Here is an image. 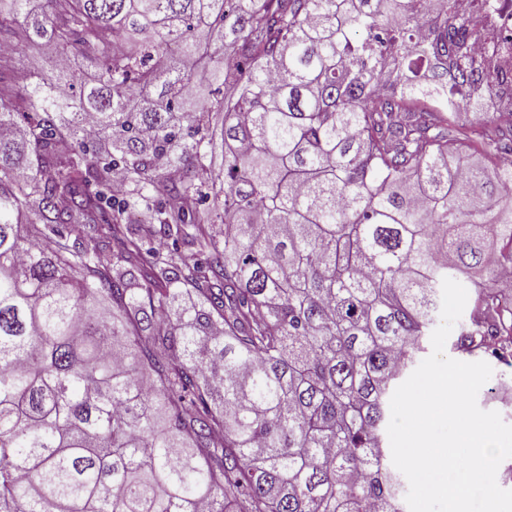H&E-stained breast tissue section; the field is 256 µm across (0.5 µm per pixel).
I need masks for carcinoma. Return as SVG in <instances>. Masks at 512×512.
<instances>
[{"mask_svg":"<svg viewBox=\"0 0 512 512\" xmlns=\"http://www.w3.org/2000/svg\"><path fill=\"white\" fill-rule=\"evenodd\" d=\"M429 8L0 0V44L74 59L0 55V512H401L443 279L454 350L512 366V163L470 161L512 130L445 137L512 85ZM12 63L16 68L24 69L31 74L37 75L41 72L51 70L56 64V55L51 52L29 51L26 53H16Z\"/></svg>","mask_w":512,"mask_h":512,"instance_id":"obj_1","label":"carcinoma"}]
</instances>
